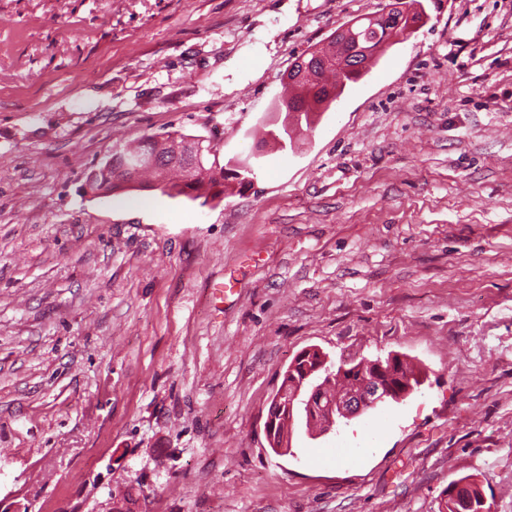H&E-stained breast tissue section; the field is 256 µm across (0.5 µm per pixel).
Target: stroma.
<instances>
[{"label": "stroma", "mask_w": 512, "mask_h": 512, "mask_svg": "<svg viewBox=\"0 0 512 512\" xmlns=\"http://www.w3.org/2000/svg\"><path fill=\"white\" fill-rule=\"evenodd\" d=\"M385 2L0 0V512H443L464 477L512 512V0H424L313 124L276 109ZM172 130L252 186L86 191ZM308 348L421 384L279 455ZM153 137L143 138L134 147H116L112 150L111 157L99 167L93 169L87 177L86 186L92 194H110L116 190L124 189L121 180L125 177L126 168L136 158L148 157L156 152Z\"/></svg>", "instance_id": "1"}]
</instances>
